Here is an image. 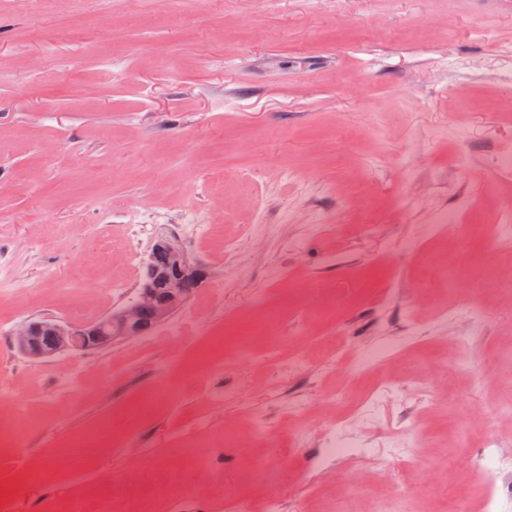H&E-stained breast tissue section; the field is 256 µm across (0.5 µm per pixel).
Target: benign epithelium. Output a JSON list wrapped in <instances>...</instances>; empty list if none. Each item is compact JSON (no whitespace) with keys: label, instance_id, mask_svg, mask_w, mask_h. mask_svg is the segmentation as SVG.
Masks as SVG:
<instances>
[{"label":"benign epithelium","instance_id":"obj_1","mask_svg":"<svg viewBox=\"0 0 512 512\" xmlns=\"http://www.w3.org/2000/svg\"><path fill=\"white\" fill-rule=\"evenodd\" d=\"M145 264L148 278L139 284L136 302L87 324L26 321L13 332L18 351L40 361L103 349L119 340L138 339L143 334L144 319H150L155 328L160 326L183 305L181 295L188 283L206 281L204 271L174 236L156 235Z\"/></svg>","mask_w":512,"mask_h":512}]
</instances>
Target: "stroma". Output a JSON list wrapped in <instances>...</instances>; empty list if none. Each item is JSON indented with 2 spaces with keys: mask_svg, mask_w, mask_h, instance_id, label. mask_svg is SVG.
Returning a JSON list of instances; mask_svg holds the SVG:
<instances>
[{
  "mask_svg": "<svg viewBox=\"0 0 512 512\" xmlns=\"http://www.w3.org/2000/svg\"><path fill=\"white\" fill-rule=\"evenodd\" d=\"M506 43L512 0H112L107 13L100 0H0V512H67L76 497L98 512L106 485L108 512H234L223 490L253 492L260 471L283 489L282 512H368L366 489L327 488L363 465L390 468L374 432L404 421L421 438L407 480L422 494L382 512H448L436 483L471 491L468 453L512 437L511 421L464 419L471 401L512 399L510 296L486 297L460 374L443 376V355L464 317L411 336L418 367L435 360L429 391L453 397L454 413L383 400L377 426L355 429L373 447L362 464L316 467L313 432L338 379L373 376L356 354L404 340L415 307L443 300L438 266L465 283L500 271L490 242L463 243V224L429 227L464 197V224L493 230L512 209V167L499 163L512 153ZM121 204L162 212L210 273L173 316L179 338L162 326L148 349L24 357L19 324L89 323L135 294L153 233L113 222ZM189 212L238 237L236 253L183 234ZM388 279L393 301L375 307L366 289ZM239 335L255 337L254 355L228 345ZM275 336L286 349L270 350ZM333 340L346 358L279 371L288 353ZM227 387L238 399L218 401ZM22 409L34 424L18 446L7 434ZM257 423L311 439L282 459L261 443L217 447Z\"/></svg>",
  "mask_w": 512,
  "mask_h": 512,
  "instance_id": "1",
  "label": "stroma"
}]
</instances>
